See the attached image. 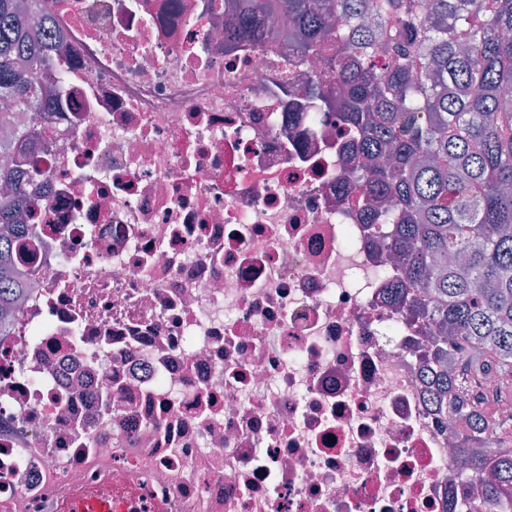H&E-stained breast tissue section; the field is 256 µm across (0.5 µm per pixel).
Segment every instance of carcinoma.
Instances as JSON below:
<instances>
[{"instance_id": "1", "label": "carcinoma", "mask_w": 512, "mask_h": 512, "mask_svg": "<svg viewBox=\"0 0 512 512\" xmlns=\"http://www.w3.org/2000/svg\"><path fill=\"white\" fill-rule=\"evenodd\" d=\"M229 37L301 55L331 52L334 84L318 76L315 110L341 113L367 164L351 169L368 224H390L401 260L398 297L438 339L427 363L436 406L462 422L458 454L492 506L512 497V426L494 424L512 383V0H230ZM386 60L372 63L376 44ZM47 66L44 24L27 0H0V316L24 294L15 274L25 238L20 196L33 175L18 159L40 147L39 121L61 80ZM496 432L495 447L472 450Z\"/></svg>"}]
</instances>
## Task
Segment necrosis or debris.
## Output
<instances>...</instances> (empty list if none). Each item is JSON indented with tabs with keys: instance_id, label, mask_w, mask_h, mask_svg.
Segmentation results:
<instances>
[{
	"instance_id": "necrosis-or-debris-1",
	"label": "necrosis or debris",
	"mask_w": 512,
	"mask_h": 512,
	"mask_svg": "<svg viewBox=\"0 0 512 512\" xmlns=\"http://www.w3.org/2000/svg\"><path fill=\"white\" fill-rule=\"evenodd\" d=\"M62 76L0 318V512H463L425 320L346 188L328 61L229 43L225 0H28ZM134 499L119 497L108 501L98 497H82L73 500L68 511L71 512H132Z\"/></svg>"
}]
</instances>
